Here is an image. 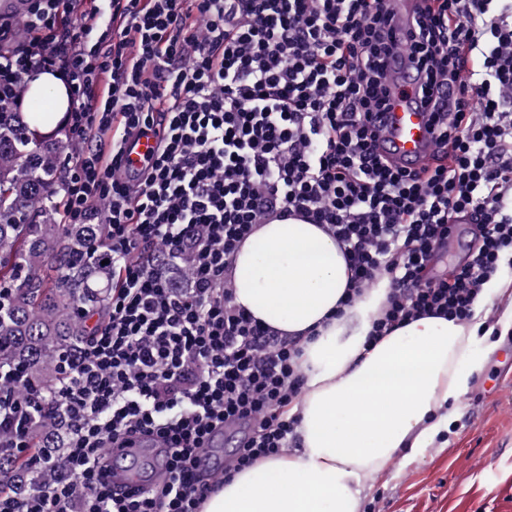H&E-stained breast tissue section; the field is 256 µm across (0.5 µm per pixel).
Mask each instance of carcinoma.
I'll return each instance as SVG.
<instances>
[{
  "instance_id": "cac0c4a2",
  "label": "carcinoma",
  "mask_w": 512,
  "mask_h": 512,
  "mask_svg": "<svg viewBox=\"0 0 512 512\" xmlns=\"http://www.w3.org/2000/svg\"><path fill=\"white\" fill-rule=\"evenodd\" d=\"M31 97L27 114L0 112V367L18 369L51 398L62 359L86 339L82 309L105 308L112 264L90 252L102 225L61 223L53 185L70 144L53 127L56 93L43 87ZM67 433L62 409L46 404L31 425V454L58 458ZM53 476L0 447V492L22 499Z\"/></svg>"
}]
</instances>
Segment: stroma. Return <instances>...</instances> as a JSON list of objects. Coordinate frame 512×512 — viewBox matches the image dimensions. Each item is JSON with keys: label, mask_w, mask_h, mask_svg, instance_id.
Masks as SVG:
<instances>
[{"label": "stroma", "mask_w": 512, "mask_h": 512, "mask_svg": "<svg viewBox=\"0 0 512 512\" xmlns=\"http://www.w3.org/2000/svg\"><path fill=\"white\" fill-rule=\"evenodd\" d=\"M487 304L485 351L468 393L432 448L400 449L360 495L358 512H512V323Z\"/></svg>", "instance_id": "35a3bbf8"}]
</instances>
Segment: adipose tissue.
<instances>
[{"label": "adipose tissue", "instance_id": "ef3b65f1", "mask_svg": "<svg viewBox=\"0 0 512 512\" xmlns=\"http://www.w3.org/2000/svg\"><path fill=\"white\" fill-rule=\"evenodd\" d=\"M230 278L236 304L306 343L305 392L289 409L299 418L300 445L237 473L202 512H357L365 483L399 448L430 447L447 430L449 405L483 362L474 340L486 318L481 302L472 326L421 317L366 345L387 285L341 308L350 272L314 224L260 225Z\"/></svg>", "mask_w": 512, "mask_h": 512}]
</instances>
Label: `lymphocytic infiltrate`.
I'll return each instance as SVG.
<instances>
[{
    "mask_svg": "<svg viewBox=\"0 0 512 512\" xmlns=\"http://www.w3.org/2000/svg\"><path fill=\"white\" fill-rule=\"evenodd\" d=\"M393 0H29L0 18V100L59 73L74 146L59 174L64 221L99 224L117 284L55 396L71 420L56 479L0 512H201L221 482L297 447L289 407L305 376L300 338L236 305L230 271L258 225L299 217L341 248L352 306L381 280L375 343L411 320L467 324L485 284L512 268V0H440L401 37ZM405 57L431 109L443 163L394 167L371 114ZM157 152L122 170L127 134ZM475 242L438 272L458 219ZM188 277H181V267ZM38 389L0 390V447L30 448ZM221 470L199 465L216 433ZM169 451L125 491L112 459Z\"/></svg>",
    "mask_w": 512,
    "mask_h": 512,
    "instance_id": "obj_1",
    "label": "lymphocytic infiltrate"
}]
</instances>
